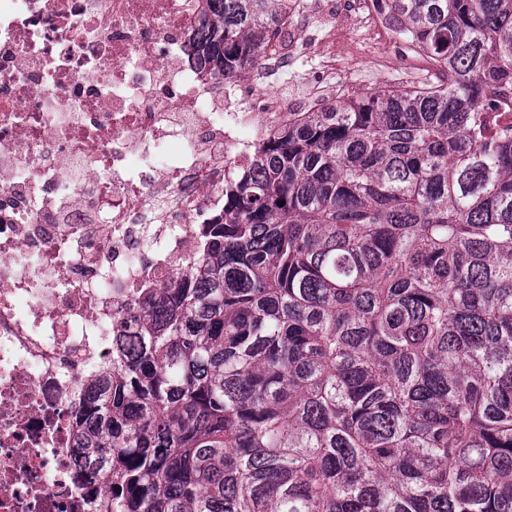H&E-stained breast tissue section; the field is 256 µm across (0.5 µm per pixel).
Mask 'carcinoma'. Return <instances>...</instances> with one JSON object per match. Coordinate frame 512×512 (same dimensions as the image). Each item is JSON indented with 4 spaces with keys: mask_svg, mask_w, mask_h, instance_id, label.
<instances>
[{
    "mask_svg": "<svg viewBox=\"0 0 512 512\" xmlns=\"http://www.w3.org/2000/svg\"><path fill=\"white\" fill-rule=\"evenodd\" d=\"M290 0H207L255 64ZM448 82L288 113L79 413L103 512H512V0H392ZM285 204H280V201Z\"/></svg>",
    "mask_w": 512,
    "mask_h": 512,
    "instance_id": "carcinoma-1",
    "label": "carcinoma"
}]
</instances>
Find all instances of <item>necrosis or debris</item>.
<instances>
[{
    "label": "necrosis or debris",
    "instance_id": "1",
    "mask_svg": "<svg viewBox=\"0 0 512 512\" xmlns=\"http://www.w3.org/2000/svg\"><path fill=\"white\" fill-rule=\"evenodd\" d=\"M203 0H0V512H97L76 447L112 368L121 304L201 249L224 186L292 110L281 84L338 31L396 27L391 0H308L230 78L201 64ZM326 30L322 38L311 28Z\"/></svg>",
    "mask_w": 512,
    "mask_h": 512
}]
</instances>
